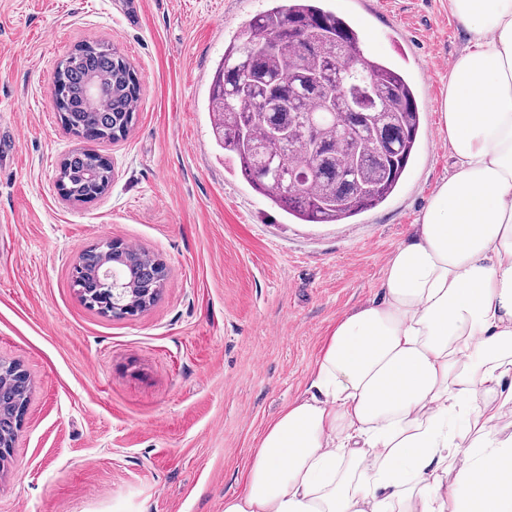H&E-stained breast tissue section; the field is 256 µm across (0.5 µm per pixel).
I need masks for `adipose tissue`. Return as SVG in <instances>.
Here are the masks:
<instances>
[{
    "label": "adipose tissue",
    "instance_id": "ef3b65f1",
    "mask_svg": "<svg viewBox=\"0 0 512 512\" xmlns=\"http://www.w3.org/2000/svg\"><path fill=\"white\" fill-rule=\"evenodd\" d=\"M453 169L224 512H512V0H448Z\"/></svg>",
    "mask_w": 512,
    "mask_h": 512
}]
</instances>
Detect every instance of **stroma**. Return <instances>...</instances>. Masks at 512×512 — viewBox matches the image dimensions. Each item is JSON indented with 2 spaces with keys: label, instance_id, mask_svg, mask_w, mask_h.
Here are the masks:
<instances>
[{
  "label": "stroma",
  "instance_id": "stroma-1",
  "mask_svg": "<svg viewBox=\"0 0 512 512\" xmlns=\"http://www.w3.org/2000/svg\"><path fill=\"white\" fill-rule=\"evenodd\" d=\"M375 58L399 64L424 112L396 193L342 224L288 220L214 140L213 72L267 0H0V357L33 391L0 512H224L264 425L307 387L329 327L378 290L392 250L452 166L439 135L447 62L467 42L448 0H326ZM105 41L140 85L125 139L96 142L112 183L63 200L77 148L52 78L81 42ZM103 239L166 268L133 316L87 307L71 286Z\"/></svg>",
  "mask_w": 512,
  "mask_h": 512
}]
</instances>
